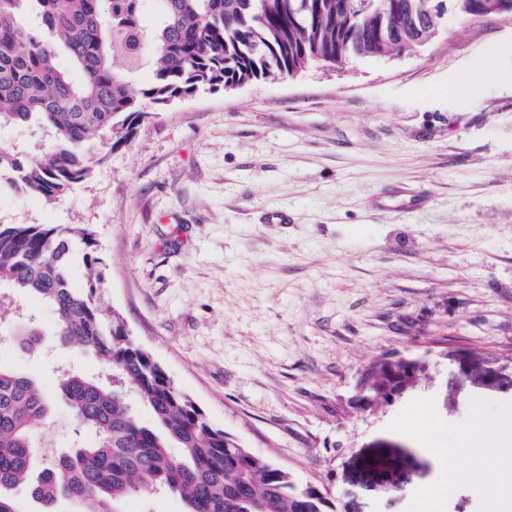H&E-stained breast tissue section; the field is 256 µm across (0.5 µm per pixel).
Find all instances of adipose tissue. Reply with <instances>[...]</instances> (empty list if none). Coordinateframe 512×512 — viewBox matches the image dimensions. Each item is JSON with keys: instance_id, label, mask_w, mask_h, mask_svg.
<instances>
[{"instance_id": "1", "label": "adipose tissue", "mask_w": 512, "mask_h": 512, "mask_svg": "<svg viewBox=\"0 0 512 512\" xmlns=\"http://www.w3.org/2000/svg\"><path fill=\"white\" fill-rule=\"evenodd\" d=\"M414 415L417 423L412 433L415 438L424 441L434 455L444 456L452 452L466 460L464 467L450 469L440 480L420 490L421 512H438L442 501L457 486L482 481L488 470L496 468L499 455L491 451L488 442L492 440L497 425L478 406L474 409L472 427L451 431L444 437L431 421L427 408L415 409Z\"/></svg>"}]
</instances>
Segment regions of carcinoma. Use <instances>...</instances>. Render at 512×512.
Listing matches in <instances>:
<instances>
[{"label": "carcinoma", "instance_id": "cac0c4a2", "mask_svg": "<svg viewBox=\"0 0 512 512\" xmlns=\"http://www.w3.org/2000/svg\"><path fill=\"white\" fill-rule=\"evenodd\" d=\"M144 2L0 0V126L34 125L50 137L36 155L0 144V190L55 202L178 100L313 63L414 51L438 33L428 15L449 4L464 19L484 16L480 0H160L149 26ZM144 65L152 79L138 83ZM75 239L93 269L87 225L0 224V286L44 301L58 343L92 353L112 373L105 382L67 372L49 393L0 366V512H17L22 489L40 512H59L63 502L113 512L157 490L179 497L184 512H327L320 492L211 423L117 316L104 323L95 286L71 285ZM41 336L21 322L13 343L32 352ZM130 392L153 424L136 417ZM58 397L94 442L47 462L33 432Z\"/></svg>", "mask_w": 512, "mask_h": 512}]
</instances>
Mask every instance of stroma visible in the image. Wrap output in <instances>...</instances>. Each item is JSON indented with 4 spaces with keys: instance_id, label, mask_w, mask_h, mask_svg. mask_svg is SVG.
I'll return each instance as SVG.
<instances>
[{
    "instance_id": "obj_1",
    "label": "stroma",
    "mask_w": 512,
    "mask_h": 512,
    "mask_svg": "<svg viewBox=\"0 0 512 512\" xmlns=\"http://www.w3.org/2000/svg\"><path fill=\"white\" fill-rule=\"evenodd\" d=\"M488 58L492 77L448 95ZM0 224L90 225L104 319L331 512H420V489L459 459L408 435L418 406L444 433L482 405L512 467L510 16L449 13L410 54L200 92L61 200L0 193ZM12 331L1 319L0 365L46 391L61 370L102 372L51 335L20 352ZM385 359L417 360L418 381L360 409ZM92 440L61 401L34 432L47 459ZM391 444L419 451L395 495L362 468Z\"/></svg>"
}]
</instances>
